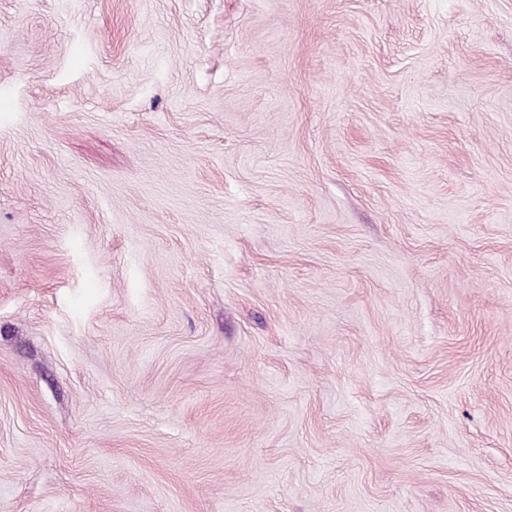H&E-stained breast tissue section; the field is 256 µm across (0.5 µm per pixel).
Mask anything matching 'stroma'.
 Instances as JSON below:
<instances>
[{
	"instance_id": "35a3bbf8",
	"label": "stroma",
	"mask_w": 512,
	"mask_h": 512,
	"mask_svg": "<svg viewBox=\"0 0 512 512\" xmlns=\"http://www.w3.org/2000/svg\"><path fill=\"white\" fill-rule=\"evenodd\" d=\"M0 512H512V0H0Z\"/></svg>"
}]
</instances>
